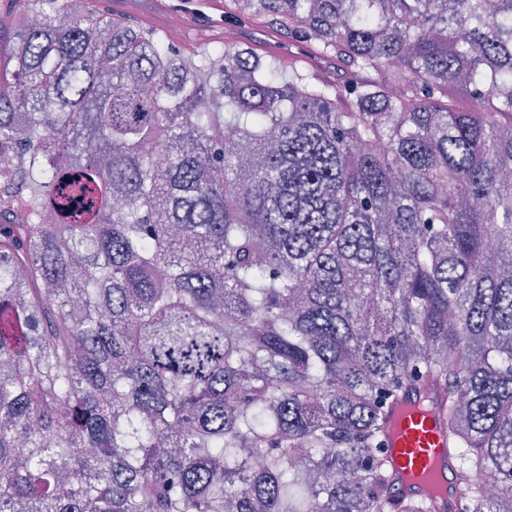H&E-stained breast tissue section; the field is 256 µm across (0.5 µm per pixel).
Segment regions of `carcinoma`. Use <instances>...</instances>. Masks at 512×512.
<instances>
[{
	"mask_svg": "<svg viewBox=\"0 0 512 512\" xmlns=\"http://www.w3.org/2000/svg\"><path fill=\"white\" fill-rule=\"evenodd\" d=\"M10 4L0 512H444L391 490L417 385L512 512V0L224 3L333 76Z\"/></svg>",
	"mask_w": 512,
	"mask_h": 512,
	"instance_id": "1",
	"label": "carcinoma"
}]
</instances>
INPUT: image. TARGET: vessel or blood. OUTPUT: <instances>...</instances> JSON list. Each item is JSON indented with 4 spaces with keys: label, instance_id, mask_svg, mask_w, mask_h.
Returning <instances> with one entry per match:
<instances>
[{
    "label": "vessel or blood",
    "instance_id": "b4317fda",
    "mask_svg": "<svg viewBox=\"0 0 512 512\" xmlns=\"http://www.w3.org/2000/svg\"><path fill=\"white\" fill-rule=\"evenodd\" d=\"M120 14H133L146 24L166 27L171 14L179 12L202 23L223 14L224 0H111ZM435 398L428 393L402 397L389 410L387 446L391 466L398 475L394 491L400 497L433 495L446 500L450 512H460L455 500V470L448 453V438L434 415Z\"/></svg>",
    "mask_w": 512,
    "mask_h": 512
}]
</instances>
